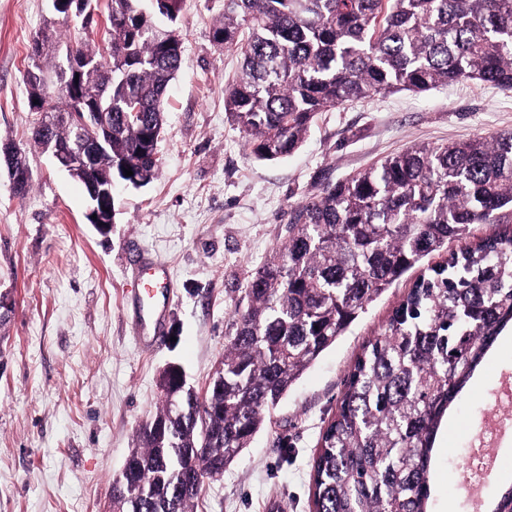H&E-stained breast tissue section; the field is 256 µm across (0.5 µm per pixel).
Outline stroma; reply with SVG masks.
Listing matches in <instances>:
<instances>
[{
    "label": "stroma",
    "instance_id": "1",
    "mask_svg": "<svg viewBox=\"0 0 512 512\" xmlns=\"http://www.w3.org/2000/svg\"><path fill=\"white\" fill-rule=\"evenodd\" d=\"M224 0H186L185 66L166 95L159 170L117 195L109 234L86 217L83 184L27 139L35 115L24 83L28 43L48 0H0V144L24 151L25 195L0 173V512H113L112 482L140 428L162 405L159 374L181 366L197 394L224 358L250 273L279 246L290 205L321 179L342 180L416 143L512 129V91L462 80L423 93L396 91L320 113L303 145L277 161L249 155L224 112L240 66L211 29ZM166 270L164 342L140 345L132 295L147 264ZM409 272L308 367L193 512H311V462L344 379L384 332L416 279ZM512 375V331L498 338L437 435L430 512H481L512 485V438L493 448L503 465L479 497L465 491L476 439L502 375Z\"/></svg>",
    "mask_w": 512,
    "mask_h": 512
}]
</instances>
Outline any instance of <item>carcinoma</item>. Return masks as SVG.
Here are the masks:
<instances>
[{
    "mask_svg": "<svg viewBox=\"0 0 512 512\" xmlns=\"http://www.w3.org/2000/svg\"><path fill=\"white\" fill-rule=\"evenodd\" d=\"M184 3L106 0L110 78L102 48L66 44L85 60L77 87L103 90L94 111L112 113L94 174L137 187L154 178L167 89L184 65ZM212 40L242 59L224 112L258 160L290 156L319 113L356 99L460 80L512 89V0H224ZM61 44L52 21L31 38L27 67L43 79L26 80L28 107L72 112ZM72 133L37 119L27 138L43 150ZM511 222L512 130L414 144L343 181L323 179L289 208L285 241L247 282L224 342V379L211 378L205 399L189 392L175 404L178 368L162 372V428L143 426L129 455L141 491L125 499L113 490L116 508L193 512L203 483L178 474L190 449L206 443L195 473L221 475L320 354L443 252L351 366L311 464L312 512H428L442 421L512 325V234L471 241V228Z\"/></svg>",
    "mask_w": 512,
    "mask_h": 512,
    "instance_id": "carcinoma-1",
    "label": "carcinoma"
}]
</instances>
